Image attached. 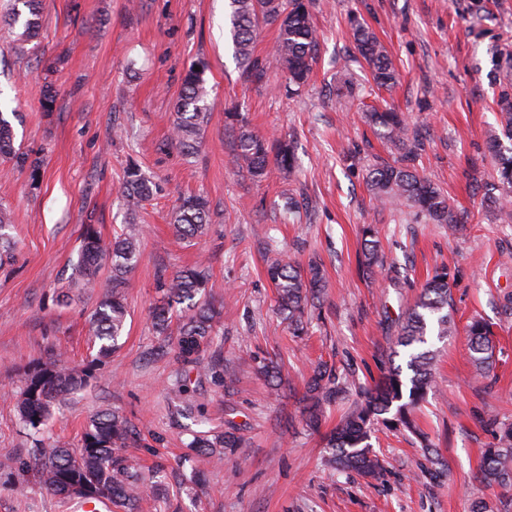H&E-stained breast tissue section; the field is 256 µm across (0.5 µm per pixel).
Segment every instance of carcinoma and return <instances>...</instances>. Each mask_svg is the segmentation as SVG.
Segmentation results:
<instances>
[{"label":"carcinoma","mask_w":512,"mask_h":512,"mask_svg":"<svg viewBox=\"0 0 512 512\" xmlns=\"http://www.w3.org/2000/svg\"><path fill=\"white\" fill-rule=\"evenodd\" d=\"M28 9L21 40L38 36L40 0H23ZM227 20L235 59L245 79L264 76L261 60L255 55L256 35L263 24L277 26L275 55L288 74V92L306 84L316 63L318 35L313 24L308 0H227ZM355 47L367 65L376 85L388 87L395 82L392 60L377 38L358 17L350 19ZM207 63L194 62L189 68L180 99L176 104L174 130L176 144L187 155L197 149L201 127L208 120L206 80ZM504 136L512 141V102L508 95L500 101ZM378 134L400 152L395 164L381 163L369 173L368 185L383 204L397 209L406 207L426 217L432 224H446L455 231L464 223L449 202L448 196L433 182L419 174L414 166L420 140L409 134L406 118L389 109H375L369 114ZM498 182L502 194L488 193L486 207L510 216L506 210L512 195V154L494 150ZM0 156L13 158L20 167L28 156L14 150L13 131L0 119ZM235 160L255 178H264L274 166L284 173L292 172L293 146L282 142L270 154L265 138L243 125L235 142ZM155 184L139 168L125 173L122 193L129 210L154 193ZM210 221L207 202L200 196H188L173 211L171 224L179 237L193 238L205 232ZM365 246L362 266L372 275L383 266L379 256V240L375 229H364ZM139 256V241L133 227L102 243L94 225L84 227L82 247L74 265V286L92 291L97 287L101 262L110 263V290L96 304L89 319L88 332L95 354L81 368L65 364L60 351L37 363L25 378L17 404L22 426L38 433L52 416L53 407L67 396L82 389L93 378L102 362L118 347L124 331L127 308L124 288ZM266 275L277 292V307L288 328L296 334L305 332L310 308L319 302L325 288L321 265L311 261L302 268L288 255L279 254L266 266ZM208 283L206 265L186 267L164 280L163 303L154 307V329L160 336L172 334L170 312L174 305H186L189 314L177 326L176 359L184 364L198 362L201 352L212 343L214 324L221 311L205 299ZM451 272L442 266L435 269L422 285L414 305L397 324L395 348L391 356H399V348L407 350L405 365L390 364L387 372L372 386L362 389L360 400L344 414L336 429L326 437L325 463L338 473L355 472L375 476L382 470L381 460L372 451V430L381 416L393 414L394 424L413 429L411 414L437 381L433 372L434 353L426 348L428 336L443 338L454 335L456 325L451 316ZM469 358L478 377H484L495 358L493 326L483 319L473 320L467 329ZM348 378L337 376L325 364H318L307 381L303 419L311 429L319 428L326 406L341 398L351 388ZM136 441V432L127 419L116 411H98L83 435L81 448L64 446L34 448L32 457L42 489L63 502L73 499H101L135 512L146 497L162 493L161 482L147 481L128 463L125 448ZM241 439L233 432L213 434L199 431L189 445L203 464L224 461V449L238 448ZM479 481L489 487L512 488V423L496 426V444L485 451L478 474Z\"/></svg>","instance_id":"1"}]
</instances>
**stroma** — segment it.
I'll use <instances>...</instances> for the list:
<instances>
[{"mask_svg":"<svg viewBox=\"0 0 512 512\" xmlns=\"http://www.w3.org/2000/svg\"><path fill=\"white\" fill-rule=\"evenodd\" d=\"M11 6L0 0V114L31 163L0 158V210L13 240L0 249V512H67L36 481L30 451L79 447L91 415L106 408L134 425L129 454L138 471L167 468L168 496L144 500L143 512H471L479 499L512 512V490L477 478L495 423H512V219L483 203L496 181L490 144L502 134L499 102L512 97V0H310L318 58L294 94L273 55V25L261 27L255 50L265 77L244 80L226 0H43L40 34L25 44L21 25L3 21ZM353 14L391 56L392 89L377 88L362 63ZM200 59L209 64L210 116L186 157L173 113L185 73ZM384 105L422 138L415 165L467 214L463 231L406 219L369 192L368 171L400 157L365 117ZM243 121L269 146L293 141V174L274 170L259 181L236 164ZM132 163L157 191L131 216L121 190ZM190 194L208 200L210 223L188 242L173 233L170 215ZM291 196L302 203L293 215L284 209ZM131 220L140 257L125 288L121 347L45 433H30L16 412L27 373L55 350L73 366L87 361L86 320L98 296L69 284L83 228L95 225L108 243ZM368 224L379 232L386 269L370 278L359 268ZM279 250L324 270L327 288L303 336L277 314L264 273L265 255ZM199 262L209 266L207 292L224 312L210 347L186 366L174 343L154 333L150 310L163 279ZM441 266L455 274L458 333L429 342L438 384L415 421L447 461V475L424 476L415 436L383 424L371 438L380 475L326 469L322 436L350 401L328 407L320 432L307 431L301 399L312 365L327 362L359 386L378 381L395 320ZM480 317L494 324L496 356L478 379L465 329ZM274 355L282 359L276 390L257 372L258 360ZM182 373L200 407L191 419L176 390ZM210 428L236 432L243 445L201 472L187 445Z\"/></svg>","mask_w":512,"mask_h":512,"instance_id":"35a3bbf8","label":"stroma"}]
</instances>
